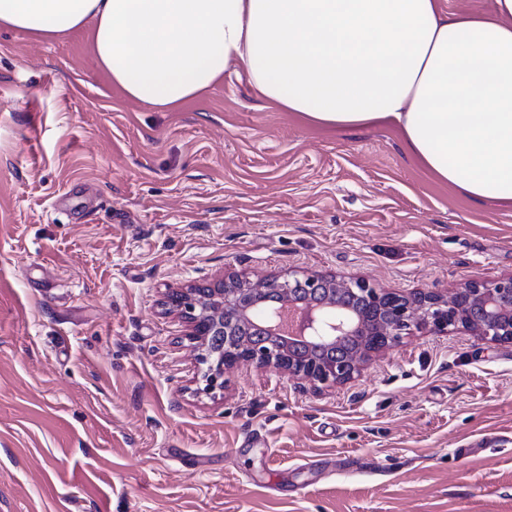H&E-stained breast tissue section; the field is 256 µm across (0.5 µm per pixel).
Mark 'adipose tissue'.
Here are the masks:
<instances>
[{"label": "adipose tissue", "mask_w": 512, "mask_h": 512, "mask_svg": "<svg viewBox=\"0 0 512 512\" xmlns=\"http://www.w3.org/2000/svg\"><path fill=\"white\" fill-rule=\"evenodd\" d=\"M49 41L90 28L125 95L171 111L232 68L306 123H391L435 178L512 207V0H0V28Z\"/></svg>", "instance_id": "adipose-tissue-1"}]
</instances>
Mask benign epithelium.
Returning <instances> with one entry per match:
<instances>
[{
  "label": "benign epithelium",
  "instance_id": "benign-epithelium-1",
  "mask_svg": "<svg viewBox=\"0 0 512 512\" xmlns=\"http://www.w3.org/2000/svg\"><path fill=\"white\" fill-rule=\"evenodd\" d=\"M166 304L187 323L200 366L197 391L204 394L224 391L225 371L240 364L299 383H347L414 329L512 343V275L442 294L397 293L303 271L258 281L230 272L212 284L173 290ZM358 331L369 342L343 349L345 337Z\"/></svg>",
  "mask_w": 512,
  "mask_h": 512
}]
</instances>
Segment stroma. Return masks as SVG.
<instances>
[{
  "mask_svg": "<svg viewBox=\"0 0 512 512\" xmlns=\"http://www.w3.org/2000/svg\"><path fill=\"white\" fill-rule=\"evenodd\" d=\"M449 292L512 274V209L390 126L328 131L247 76L163 112L87 31L0 28V512H512V344L414 331L353 381L223 393L169 291L236 272Z\"/></svg>",
  "mask_w": 512,
  "mask_h": 512,
  "instance_id": "1",
  "label": "stroma"
}]
</instances>
